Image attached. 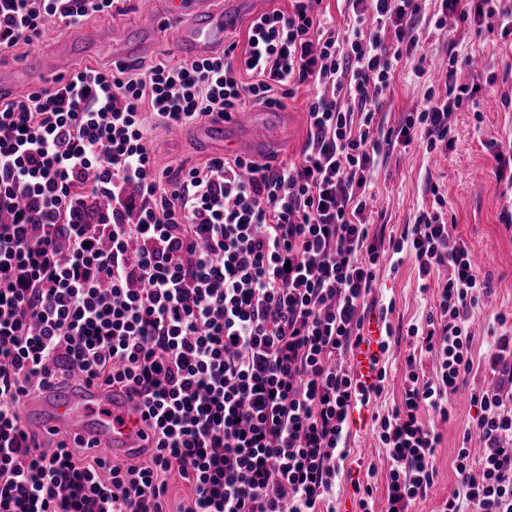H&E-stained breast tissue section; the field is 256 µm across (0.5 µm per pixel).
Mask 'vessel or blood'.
I'll return each mask as SVG.
<instances>
[{"instance_id": "vessel-or-blood-1", "label": "vessel or blood", "mask_w": 512, "mask_h": 512, "mask_svg": "<svg viewBox=\"0 0 512 512\" xmlns=\"http://www.w3.org/2000/svg\"><path fill=\"white\" fill-rule=\"evenodd\" d=\"M262 0H160L144 9L135 37L113 39L104 32L62 43L59 52L65 58L102 56L119 64L136 62L152 41L161 22L177 28L175 46L188 61L200 60L224 47L227 35L237 29L243 14L258 16ZM49 62L35 56L17 68L0 75V97H9L20 86L43 82ZM273 122L259 120L254 112H233L224 119L202 128L200 138L208 145H218L233 152L255 156L274 142ZM107 405L112 409L108 420L93 418L91 408ZM22 416L27 429L43 433L72 431L96 442L112 457H120L136 447L144 429L134 401L128 397L74 382L62 391L51 387L30 398Z\"/></svg>"}]
</instances>
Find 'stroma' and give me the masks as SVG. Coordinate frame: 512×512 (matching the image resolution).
<instances>
[{
  "instance_id": "obj_1",
  "label": "stroma",
  "mask_w": 512,
  "mask_h": 512,
  "mask_svg": "<svg viewBox=\"0 0 512 512\" xmlns=\"http://www.w3.org/2000/svg\"><path fill=\"white\" fill-rule=\"evenodd\" d=\"M437 7L436 0H428L426 11L417 23L426 57V74L416 76L408 66L397 71L379 115L384 128L398 127L405 116L420 107L429 89L444 92L445 82L433 66L449 57H457L459 61V82L479 83L483 90L473 104L453 113L454 142L448 151L426 152V134L421 131L410 146H398L382 155L372 180V220L390 231L414 223L419 209L431 207L430 186L438 184L445 199L449 241L464 243L478 259L489 278L490 294L473 331V371L453 396L448 420L438 425L441 442L436 450L435 484L418 499L415 512H438L443 499L456 490L453 462L461 444H468L473 456L484 454V442L479 434L466 432L477 413L471 394L496 383L489 363L494 335H512V182L498 178L494 157L497 148L512 145V35L479 37L462 26L454 32L437 30L434 26ZM141 8V0H126L123 10L92 16L76 29L48 24L34 43L0 55V70L20 66L58 41L89 35L102 26L131 29ZM490 77L495 83L489 87L485 81ZM310 96V91L302 89L287 100L288 122L282 126L275 148L265 155L266 163L276 166L300 161L308 140L306 109ZM192 132L189 126L177 133L151 129L149 136L156 164L162 168H189L211 159V151L200 149ZM373 297L393 303L390 321L394 328L403 331L424 321L437 300L435 289L420 290L417 271L408 260L396 269L386 262L380 265ZM410 351L406 343L391 349L384 392L370 405L354 409L349 418L351 454L344 463L340 486L329 497V504L336 512H360L352 487L356 480L372 487L375 512H385L387 508L390 461L373 436V417L387 413L400 402L405 358Z\"/></svg>"
}]
</instances>
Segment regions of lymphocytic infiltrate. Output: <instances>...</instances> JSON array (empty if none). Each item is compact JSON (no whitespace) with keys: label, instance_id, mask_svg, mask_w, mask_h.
I'll use <instances>...</instances> for the list:
<instances>
[{"label":"lymphocytic infiltrate","instance_id":"f902f5d3","mask_svg":"<svg viewBox=\"0 0 512 512\" xmlns=\"http://www.w3.org/2000/svg\"><path fill=\"white\" fill-rule=\"evenodd\" d=\"M116 0H0V54L46 24L77 28ZM292 0L250 22L245 47L142 73L84 67L0 101V512H321L350 452L349 414L384 389L392 306L374 307L378 262L411 260L437 303L407 334L436 360L406 359L403 398L379 418L391 461L387 512H412L437 476L435 418L474 367V318L489 283L450 246L436 207L385 236L367 214L384 148L451 144L469 87L449 65L398 131L378 116L420 44L427 0H345L342 24ZM499 0H440L448 18L512 34ZM314 89L300 162L218 156L155 168L146 117L166 129ZM98 211H91L92 203ZM444 279L434 280L437 270ZM377 338L374 380L340 358ZM123 391L146 430L132 461L75 435L46 447L21 402L73 376ZM488 453L457 451L440 512H512V399L473 393ZM178 473L189 499L169 493Z\"/></svg>","mask_w":512,"mask_h":512}]
</instances>
